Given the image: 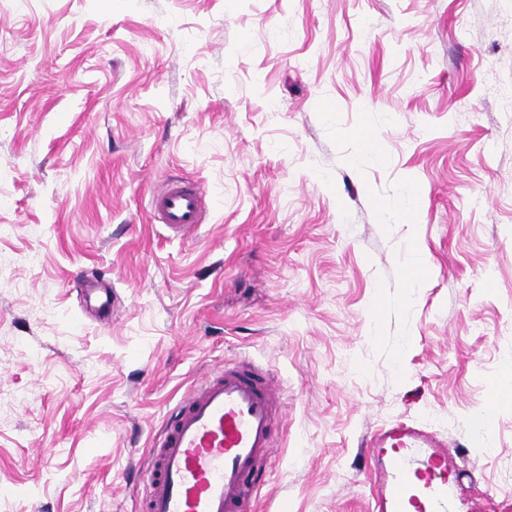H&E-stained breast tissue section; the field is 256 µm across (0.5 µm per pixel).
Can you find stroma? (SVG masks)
<instances>
[{
    "label": "stroma",
    "mask_w": 512,
    "mask_h": 512,
    "mask_svg": "<svg viewBox=\"0 0 512 512\" xmlns=\"http://www.w3.org/2000/svg\"><path fill=\"white\" fill-rule=\"evenodd\" d=\"M506 85L512 0H0V512H138L241 358L285 413L255 512H377L398 420L447 439L448 512H512ZM170 179L213 197L193 233L151 218ZM353 137L365 144L364 151L355 158V162L363 164H381L385 158L384 151L373 141L372 134L367 130H360L353 133ZM400 199L402 201V210L400 209ZM419 200V193L413 187H405L401 192L399 198L394 203L383 204L382 210L389 213L391 216L395 215L401 218L410 217L412 211L417 207Z\"/></svg>",
    "instance_id": "stroma-1"
}]
</instances>
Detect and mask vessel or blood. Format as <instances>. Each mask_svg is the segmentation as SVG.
<instances>
[{"label": "vessel or blood", "instance_id": "1", "mask_svg": "<svg viewBox=\"0 0 512 512\" xmlns=\"http://www.w3.org/2000/svg\"><path fill=\"white\" fill-rule=\"evenodd\" d=\"M152 207L161 223L187 233L201 224L209 197L199 185L173 180L154 196ZM279 400L265 372L245 359L200 380L168 411L148 450L142 512H250L272 461ZM389 444L406 454L388 461L390 477L379 484L378 498L390 512H447L446 469L431 462L418 486L410 464L417 449L441 448L444 440L401 421L369 441L373 448Z\"/></svg>", "mask_w": 512, "mask_h": 512}]
</instances>
